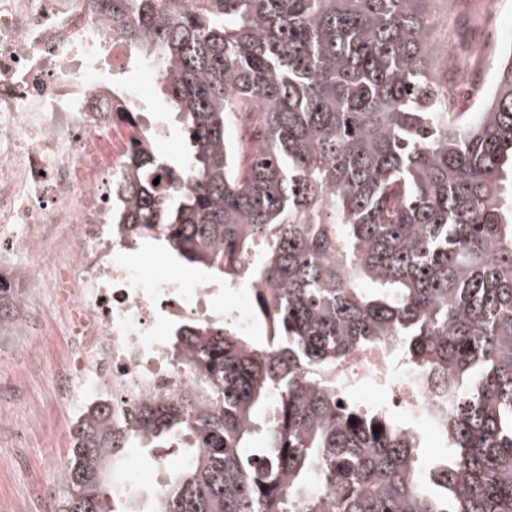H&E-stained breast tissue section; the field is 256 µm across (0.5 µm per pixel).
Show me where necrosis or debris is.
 <instances>
[{"label":"necrosis or debris","mask_w":512,"mask_h":512,"mask_svg":"<svg viewBox=\"0 0 512 512\" xmlns=\"http://www.w3.org/2000/svg\"><path fill=\"white\" fill-rule=\"evenodd\" d=\"M133 69L141 84L118 82ZM151 79L89 0H0V271L53 293L39 317L70 338L64 391L83 411L111 402L128 426L148 401L207 388L177 327L252 328L241 285H188L129 259L138 245L115 221L112 177L138 126L116 115L141 104ZM338 376L350 392L385 386L391 407L429 429L434 395L389 348L353 351Z\"/></svg>","instance_id":"4bbe7bcc"}]
</instances>
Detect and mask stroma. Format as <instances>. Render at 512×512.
Returning <instances> with one entry per match:
<instances>
[{
	"label": "stroma",
	"instance_id": "35a3bbf8",
	"mask_svg": "<svg viewBox=\"0 0 512 512\" xmlns=\"http://www.w3.org/2000/svg\"><path fill=\"white\" fill-rule=\"evenodd\" d=\"M429 37L437 45H455L464 85L483 81L486 62L478 49L488 42L499 51L512 43V0H498L493 22L484 0H460L453 11L445 0H436ZM146 99L152 105L150 123L168 133L160 142L161 152L180 161L185 142L171 113L156 89H149ZM72 363L69 339L60 327L0 336V410L13 418L11 426L0 430V458L11 463L0 470V512H53L58 469L71 455L78 419L76 397L60 394L56 379ZM30 407L43 410L45 427L30 423Z\"/></svg>",
	"mask_w": 512,
	"mask_h": 512
}]
</instances>
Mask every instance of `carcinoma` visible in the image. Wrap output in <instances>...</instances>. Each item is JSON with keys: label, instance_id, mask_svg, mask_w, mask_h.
Wrapping results in <instances>:
<instances>
[{"label": "carcinoma", "instance_id": "cac0c4a2", "mask_svg": "<svg viewBox=\"0 0 512 512\" xmlns=\"http://www.w3.org/2000/svg\"><path fill=\"white\" fill-rule=\"evenodd\" d=\"M91 2L155 69L187 148L171 163L141 124L112 179L126 229L266 284L254 314L278 341L189 325L210 397L148 402L128 432L112 405L87 411L55 512H124L102 504L108 470L188 432L158 512H512V49L471 114L434 75L435 0ZM20 294L0 286L1 336ZM361 345L431 385L443 457L340 403Z\"/></svg>", "mask_w": 512, "mask_h": 512}]
</instances>
